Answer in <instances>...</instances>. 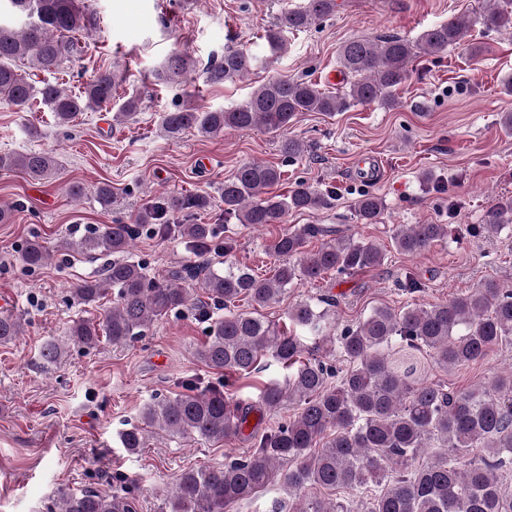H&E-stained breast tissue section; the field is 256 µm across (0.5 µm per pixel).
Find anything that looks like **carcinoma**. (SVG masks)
Instances as JSON below:
<instances>
[{
  "instance_id": "1",
  "label": "carcinoma",
  "mask_w": 512,
  "mask_h": 512,
  "mask_svg": "<svg viewBox=\"0 0 512 512\" xmlns=\"http://www.w3.org/2000/svg\"><path fill=\"white\" fill-rule=\"evenodd\" d=\"M13 11L26 17L19 29L0 25V99L16 112H29L38 103L51 112L57 125L67 127L78 115L96 108L115 110L118 122H135L141 112L139 93L119 96L122 79L102 71L77 94L58 83L38 80L21 68L30 61L43 73L60 71L81 52L77 34L97 26L96 15L83 0H9ZM337 0H306L282 12L276 29L267 31L271 56L286 50L283 33L307 30L315 22L336 15ZM512 32V4L482 0L470 15L450 18L411 40L402 36L356 38L338 49L346 83L332 92L305 79L271 77L244 102L230 108L206 110L178 107L159 115L166 137L176 139L187 130L214 138L228 129L257 127L281 137V153L298 159L308 145L285 133L299 112L333 115L358 105H396V90L410 76L420 57L438 56L460 44L474 27ZM268 62L236 46L224 48L218 62L204 70L205 82L222 85L252 74ZM191 60L170 55L153 74L156 85L179 84ZM61 163L49 152L0 154V171L18 172L32 181L56 173ZM283 177L280 168L246 163L218 187L224 202V222L252 228L283 224L288 212L331 208L332 195L304 181L285 194L269 188ZM95 202L112 208V186L94 188ZM204 195L153 197L126 223L98 224L79 239L61 243L62 250H78L112 257L104 276L85 280L71 289V299L91 306L113 295L112 308L100 320L79 319L68 327L66 340H51L41 348L46 364L58 362L65 345L97 346L106 338L119 346L145 335L156 321L171 313L194 310L207 323L205 340L196 351L209 369L248 375L270 358L286 369L281 382L270 381L256 404L245 405L217 386L183 383L185 392L155 398L140 412V421L120 434L122 448L135 455L146 446L148 430L208 442L248 436L254 448L222 467L191 469L180 475L161 512H237L269 486L288 492V505L273 512H512V488L502 474H512V366L489 381L469 389L413 378L417 363L428 356L444 370L468 367L504 343L512 344V291L493 280L469 292L428 306L374 308L366 317L332 336L330 296L303 300L288 309V320L316 340L315 351L341 356L349 363L340 372L318 357L307 358L301 337L288 334L264 319L259 310L276 303L288 289L331 272L354 275L384 265L387 253L374 240H360L333 225L306 224L284 230L265 245L278 260L273 274L262 278L247 267L209 263L211 252L232 249L221 237L219 224H168L171 212L189 217L204 209ZM382 198L367 192L352 205V216L363 224L382 222ZM512 225V201L499 202L484 223L470 224L471 237L493 236ZM166 238L178 235L191 256L167 278H150L145 265L128 255L145 232ZM323 238L315 249L304 250L310 238ZM448 236L446 224L399 225L391 237L399 252L417 256ZM52 250L38 238L22 247L21 260L30 269L46 264ZM245 300L251 312H239ZM222 310L224 315L213 316ZM22 319L0 315V344L23 335ZM294 408L285 422L263 432L245 434L252 413ZM125 492L99 490L62 493L48 512H134L136 479L124 480ZM339 490L346 497H309L306 490Z\"/></svg>"
}]
</instances>
